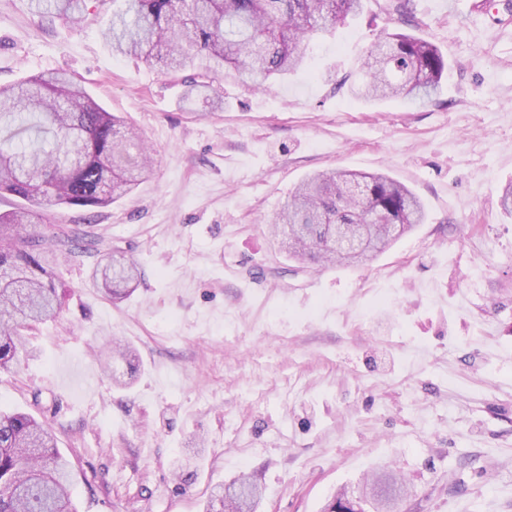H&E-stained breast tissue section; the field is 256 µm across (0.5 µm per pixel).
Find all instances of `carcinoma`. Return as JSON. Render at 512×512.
<instances>
[{"label":"carcinoma","instance_id":"1","mask_svg":"<svg viewBox=\"0 0 512 512\" xmlns=\"http://www.w3.org/2000/svg\"><path fill=\"white\" fill-rule=\"evenodd\" d=\"M108 29L112 53L178 71L197 56L209 71L186 84L191 100L214 92L223 70L257 88L297 71L301 45L332 32L359 13L362 0H113ZM35 7L74 22L85 0H40ZM357 94L367 99L423 103L437 95L448 61L433 43L403 33H380L364 51ZM152 159L139 136L103 109L73 76L37 75L0 86V197L17 204L0 212V369L19 361L18 330L55 317L62 295L53 265L57 252L89 250L77 230L31 233L58 206L103 208L150 177ZM425 220L424 206L404 184L382 174L317 172L304 178L270 221L280 246L298 261L363 263L395 236ZM369 226L364 248L336 249V225ZM139 270L114 254L96 271L107 298L133 292ZM261 488L250 476L216 487L204 512H256ZM0 512H77L68 462L51 430L22 412L0 411ZM327 512H356V495L340 492Z\"/></svg>","mask_w":512,"mask_h":512}]
</instances>
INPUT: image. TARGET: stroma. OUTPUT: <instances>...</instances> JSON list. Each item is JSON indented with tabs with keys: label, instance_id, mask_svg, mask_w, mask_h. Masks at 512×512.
Returning a JSON list of instances; mask_svg holds the SVG:
<instances>
[{
	"label": "stroma",
	"instance_id": "1",
	"mask_svg": "<svg viewBox=\"0 0 512 512\" xmlns=\"http://www.w3.org/2000/svg\"><path fill=\"white\" fill-rule=\"evenodd\" d=\"M34 4L0 0V84L71 73L154 162L108 207L52 210L102 248L61 258L59 315L0 369V410L52 429L77 512H203L243 473L256 512H323L386 465L397 512H512V0H411L407 17L363 0L266 89L216 75V107L182 99L204 59L169 74L113 54L112 0L76 25ZM384 30L447 58L432 101L351 94ZM331 169L389 174L425 223L367 265L299 268L268 220ZM115 249L142 273L119 301L93 276ZM114 341L136 377L105 363Z\"/></svg>",
	"mask_w": 512,
	"mask_h": 512
}]
</instances>
